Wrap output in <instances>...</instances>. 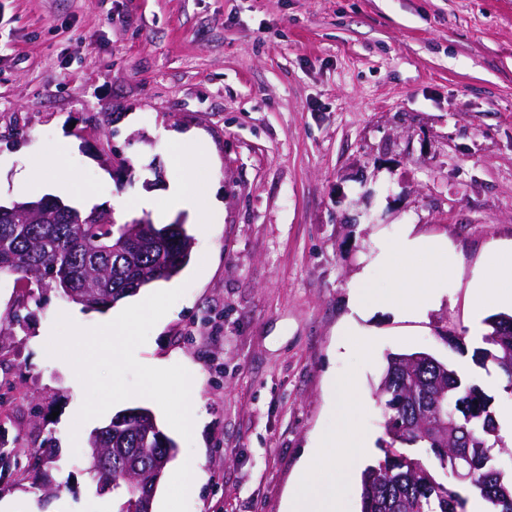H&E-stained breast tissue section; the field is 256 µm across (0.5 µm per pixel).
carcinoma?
Returning a JSON list of instances; mask_svg holds the SVG:
<instances>
[{
    "mask_svg": "<svg viewBox=\"0 0 512 512\" xmlns=\"http://www.w3.org/2000/svg\"><path fill=\"white\" fill-rule=\"evenodd\" d=\"M193 238L183 224L160 228L116 224L110 213L83 212L56 198L21 202L0 211V274L33 285L35 291L57 290L85 311L105 312L158 281L177 276L188 263ZM483 346L476 362L493 366L512 389V315L486 319ZM389 353L375 392L383 404L387 440L383 457L361 474V512H463L464 498L444 480L456 476L486 502L489 512H512V477L493 455L512 457L500 436L492 399L476 384L430 353ZM8 430L0 423V481H9L18 464L7 450ZM91 448L112 449L111 473L90 477L99 494L121 499L119 512H142L145 488L125 478L134 459L151 461L156 449L176 453V444L157 425L152 411L134 408L90 434ZM423 446L427 458L401 447Z\"/></svg>",
    "mask_w": 512,
    "mask_h": 512,
    "instance_id": "obj_1",
    "label": "carcinoma"
}]
</instances>
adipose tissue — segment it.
I'll use <instances>...</instances> for the list:
<instances>
[{"mask_svg":"<svg viewBox=\"0 0 512 512\" xmlns=\"http://www.w3.org/2000/svg\"><path fill=\"white\" fill-rule=\"evenodd\" d=\"M456 263L455 249L447 238L421 235L414 225H400L393 243L380 246L357 276L350 303L352 316L339 331L340 349L350 350L357 342L376 345L374 331L360 324L375 311H387L404 320L426 318L440 302ZM375 267L388 271L389 288L370 287V271ZM468 303L469 335L475 341L481 337L485 318L495 310L512 309V241L487 244L468 284ZM342 389L346 422L341 431L321 435L314 449L303 453L288 486V512H343L342 489L372 453V439L360 434L352 423L362 394L351 383L343 384ZM325 474L330 475V482H322Z\"/></svg>","mask_w":512,"mask_h":512,"instance_id":"obj_1","label":"adipose tissue"}]
</instances>
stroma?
I'll list each match as a JSON object with an SVG mask.
<instances>
[{
    "instance_id": "obj_1",
    "label": "stroma",
    "mask_w": 512,
    "mask_h": 512,
    "mask_svg": "<svg viewBox=\"0 0 512 512\" xmlns=\"http://www.w3.org/2000/svg\"><path fill=\"white\" fill-rule=\"evenodd\" d=\"M190 130L211 157L191 175L173 160ZM24 162L45 185L65 176L66 203L96 194L119 223L144 216L119 200L194 179L200 214L166 218L194 245L161 287L185 293L135 357L184 366L204 419L188 441L134 397L73 429L84 388L46 345L59 314L87 326L112 314L51 289L30 300L2 275L0 310L22 316L0 328L9 447L24 462L55 437L50 472L68 487L43 502L30 479L0 482V512H117L83 455L138 406L203 474L179 512H285L303 451L339 427L337 384H359L355 427L379 442L386 353L473 358L467 283L488 242L512 239V0H0L1 205ZM400 224L453 242L448 293L423 321L374 314L382 341L336 354L362 258Z\"/></svg>"
}]
</instances>
